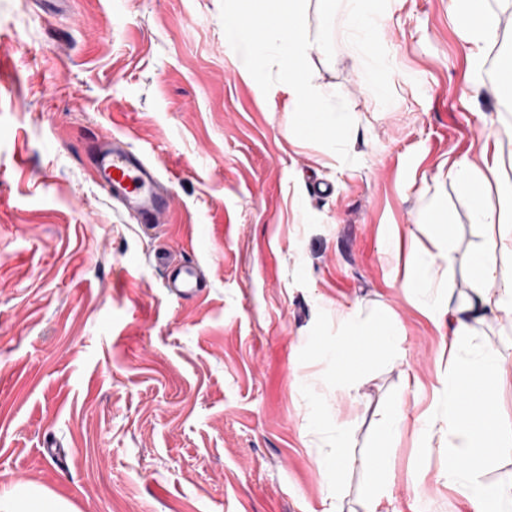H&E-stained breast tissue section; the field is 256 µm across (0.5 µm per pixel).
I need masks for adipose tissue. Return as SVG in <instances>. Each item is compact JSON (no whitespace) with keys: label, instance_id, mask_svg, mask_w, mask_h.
<instances>
[{"label":"adipose tissue","instance_id":"adipose-tissue-1","mask_svg":"<svg viewBox=\"0 0 512 512\" xmlns=\"http://www.w3.org/2000/svg\"><path fill=\"white\" fill-rule=\"evenodd\" d=\"M449 9L462 22L470 45L469 60L474 79L473 91H480L479 75L485 65V50L499 34L500 19L490 0H449ZM512 146V129L495 137L491 146L481 150L480 163L462 158L453 161L448 176L472 202L473 223L482 225L486 233L484 245L470 261L474 282L471 300L463 306L453 305L443 294L428 262L418 257L407 261L402 287L414 297L423 311L434 321L448 323V402L444 415L424 416L418 425L422 440H430L440 429H447L454 443L448 449V483L457 487L474 512H512V480L486 483L484 470L501 459L512 458V435L498 425L495 391L505 381L498 356L493 349L474 351L464 357L463 348L474 322L488 314L512 313V175L501 169L505 146ZM495 177L498 203H484L488 177ZM348 336L369 342L376 354L391 352L401 335L399 321L391 311L362 321L351 316L345 321ZM471 383L484 387L487 398L472 406H464L463 388ZM310 417L314 424L330 431V451L318 461L328 488H340L352 461L345 453L347 424L328 417V397L312 394ZM402 421L401 413L389 416L383 425L382 441L363 462L365 474V512H378L386 487L393 475L389 448ZM0 512H68L65 501L50 491L31 483L15 484L6 497H0Z\"/></svg>","mask_w":512,"mask_h":512}]
</instances>
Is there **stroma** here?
I'll list each match as a JSON object with an SVG mask.
<instances>
[{
  "label": "stroma",
  "mask_w": 512,
  "mask_h": 512,
  "mask_svg": "<svg viewBox=\"0 0 512 512\" xmlns=\"http://www.w3.org/2000/svg\"><path fill=\"white\" fill-rule=\"evenodd\" d=\"M490 3L509 20L476 96L448 0H389V106L347 41L330 58L309 48L315 88L341 94L355 121L348 165L295 137L286 85L265 93L248 76L220 0H0V496L30 482L70 512H365L360 466L327 491L330 439L310 423L307 385L335 384L317 347L345 317L386 308L397 348L329 396L346 451L376 448L403 410L379 512H472L438 478L447 434L426 448L415 434L446 383L448 327L402 282L416 253L453 304L471 296L483 230L447 172L512 124L492 91L512 0ZM110 134L171 177L173 219L153 236L88 171V144ZM430 206L450 226L451 261L416 223ZM160 247L201 266L200 296L167 294ZM486 345L511 373L512 317L475 323L467 348Z\"/></svg>",
  "instance_id": "stroma-1"
}]
</instances>
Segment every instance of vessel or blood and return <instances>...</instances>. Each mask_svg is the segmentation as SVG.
<instances>
[{
    "label": "vessel or blood",
    "instance_id": "b4317fda",
    "mask_svg": "<svg viewBox=\"0 0 512 512\" xmlns=\"http://www.w3.org/2000/svg\"><path fill=\"white\" fill-rule=\"evenodd\" d=\"M89 165L96 183L133 216L144 233H152L168 222L171 191L165 176L125 138H100L92 149ZM154 260L165 271L164 286L169 295L191 298L202 291L204 276L198 264L170 263L163 251L156 252Z\"/></svg>",
    "mask_w": 512,
    "mask_h": 512
}]
</instances>
